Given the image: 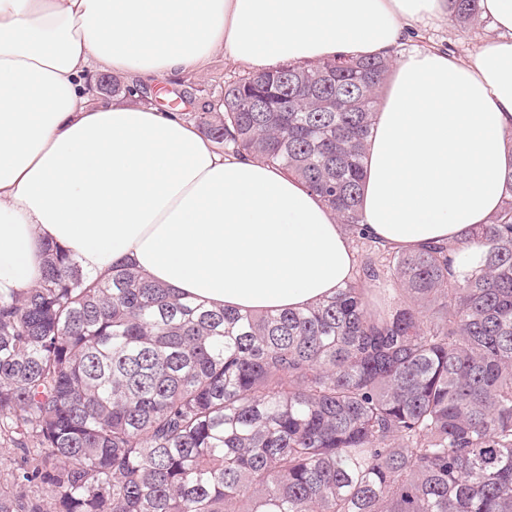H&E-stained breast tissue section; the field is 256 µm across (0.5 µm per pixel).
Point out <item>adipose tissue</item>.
<instances>
[{
    "instance_id": "ef3b65f1",
    "label": "adipose tissue",
    "mask_w": 512,
    "mask_h": 512,
    "mask_svg": "<svg viewBox=\"0 0 512 512\" xmlns=\"http://www.w3.org/2000/svg\"><path fill=\"white\" fill-rule=\"evenodd\" d=\"M479 6L496 35L463 63L401 48L451 0H0V292L34 285L48 242L92 276L127 259L243 312L301 308L352 278L347 236L301 180L224 154L178 113L89 91L101 74L139 89L218 54L263 69L394 56L364 225L395 250L463 241L500 211L512 164V0Z\"/></svg>"
}]
</instances>
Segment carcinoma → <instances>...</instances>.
<instances>
[{
	"instance_id": "obj_1",
	"label": "carcinoma",
	"mask_w": 512,
	"mask_h": 512,
	"mask_svg": "<svg viewBox=\"0 0 512 512\" xmlns=\"http://www.w3.org/2000/svg\"><path fill=\"white\" fill-rule=\"evenodd\" d=\"M450 18L481 24L479 0ZM392 69L338 55L237 76L188 112L224 150L301 179L361 248L328 299L260 314L128 262L100 277L44 247L0 293V512H512L511 197L466 243L394 251L360 227ZM393 286L395 306L370 307Z\"/></svg>"
}]
</instances>
